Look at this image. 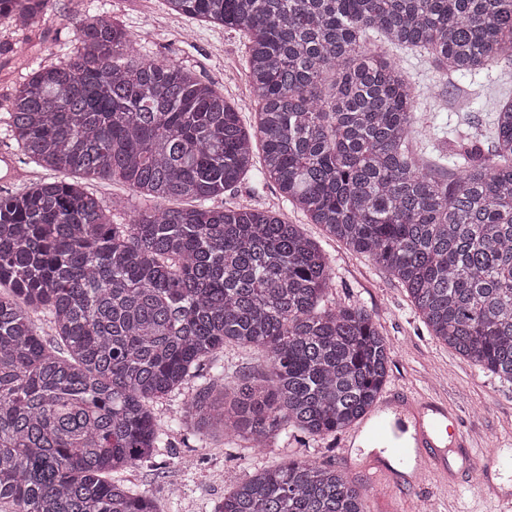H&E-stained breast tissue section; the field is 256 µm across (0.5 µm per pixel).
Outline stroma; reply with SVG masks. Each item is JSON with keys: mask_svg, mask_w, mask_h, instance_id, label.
<instances>
[{"mask_svg": "<svg viewBox=\"0 0 512 512\" xmlns=\"http://www.w3.org/2000/svg\"><path fill=\"white\" fill-rule=\"evenodd\" d=\"M91 1L103 6L135 35L137 52L180 64L229 101L242 102L249 96L244 36L232 29L169 15L162 0H52L45 35L32 39L31 64L57 59L62 46L74 38L73 20ZM21 40V33L0 27V148L14 152L23 170L39 172L41 179L50 181L53 172L39 170L36 163L18 152L15 140L6 132L8 114L3 102L24 75L23 68L9 63L8 58ZM370 43L375 52L396 59L417 86L420 136L424 141L451 137L470 124L480 134H487L491 112L500 103L512 100V64L503 63L472 77H449L443 96L438 98L433 94L437 70L428 53L396 49L376 35ZM462 91L468 103L455 106ZM223 201L280 212L323 249L333 273L329 302L362 305L390 343L392 361L386 389L425 392L455 405L459 427L473 438L474 462L459 460L455 487L429 481L406 489L401 494L400 512H421L430 501L436 503L438 512H470L482 494L483 472L475 463L484 460L489 448L499 451L492 473L512 484L511 382L483 371L472 360L439 343L430 335L400 282L366 256L328 238L322 227L287 206L271 180L246 176L237 188L225 192ZM341 440L338 433L316 439L300 434L279 437L268 448L231 449L221 439L200 436L189 428L178 429L169 432L167 447L120 473L119 479L148 494L159 512H214L234 484L255 469L292 458H309L343 471L365 492L367 506L375 512L381 489L367 463L368 445L360 443L348 453L341 448Z\"/></svg>", "mask_w": 512, "mask_h": 512, "instance_id": "stroma-1", "label": "stroma"}]
</instances>
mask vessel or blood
<instances>
[{
	"label": "vessel or blood",
	"instance_id": "obj_1",
	"mask_svg": "<svg viewBox=\"0 0 512 512\" xmlns=\"http://www.w3.org/2000/svg\"><path fill=\"white\" fill-rule=\"evenodd\" d=\"M376 413L379 423L373 431L374 437L392 432L409 434L410 445L397 448L396 453L406 458L416 456L418 465L410 478L411 485H419L426 478L451 486L456 482L448 448H467L471 445L469 435L463 434L455 425L457 416L447 400L419 394L403 400L384 394ZM484 500L494 505V512H512V492L495 483H486L482 494Z\"/></svg>",
	"mask_w": 512,
	"mask_h": 512
}]
</instances>
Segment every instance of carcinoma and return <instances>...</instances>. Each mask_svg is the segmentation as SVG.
I'll list each match as a JSON object with an SVG mask.
<instances>
[{"instance_id": "cac0c4a2", "label": "carcinoma", "mask_w": 512, "mask_h": 512, "mask_svg": "<svg viewBox=\"0 0 512 512\" xmlns=\"http://www.w3.org/2000/svg\"><path fill=\"white\" fill-rule=\"evenodd\" d=\"M50 0H0V26L44 30ZM246 37L254 131L188 70L134 53L105 11L8 98V132L58 174L0 194V508L158 512L112 474L153 456V404L227 448L361 423L388 377L372 314L326 305L322 249L272 210L207 202L261 173L332 238L407 289L430 333L512 382V101L477 141L411 148L415 87L367 43L424 50L440 81L512 63V0H164ZM119 179L143 205L115 224L67 177ZM199 206L172 209V199ZM46 313L54 342L33 316ZM233 343L266 352L228 379ZM215 512H368L340 470L311 459L258 469ZM183 394H171L166 399L160 400L155 405L157 419L164 425L182 413Z\"/></svg>"}]
</instances>
